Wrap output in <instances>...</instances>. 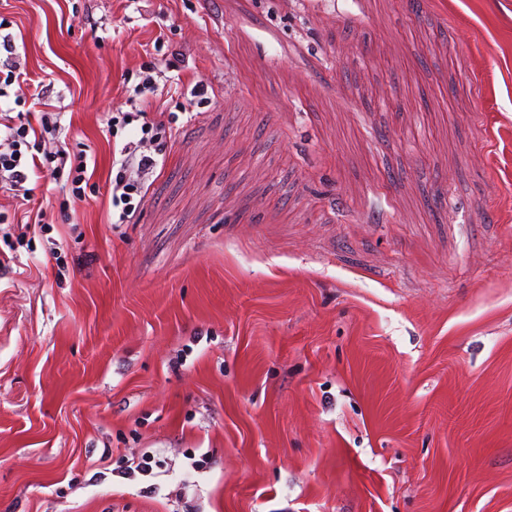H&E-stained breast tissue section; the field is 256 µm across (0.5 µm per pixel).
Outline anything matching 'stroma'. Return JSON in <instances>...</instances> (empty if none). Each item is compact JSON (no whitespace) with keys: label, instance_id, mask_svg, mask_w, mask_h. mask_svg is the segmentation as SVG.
Segmentation results:
<instances>
[{"label":"stroma","instance_id":"1","mask_svg":"<svg viewBox=\"0 0 512 512\" xmlns=\"http://www.w3.org/2000/svg\"><path fill=\"white\" fill-rule=\"evenodd\" d=\"M1 19L96 172L0 189L50 225L0 236V512H512V0ZM147 71L158 166L117 225L141 133L107 121Z\"/></svg>","mask_w":512,"mask_h":512}]
</instances>
